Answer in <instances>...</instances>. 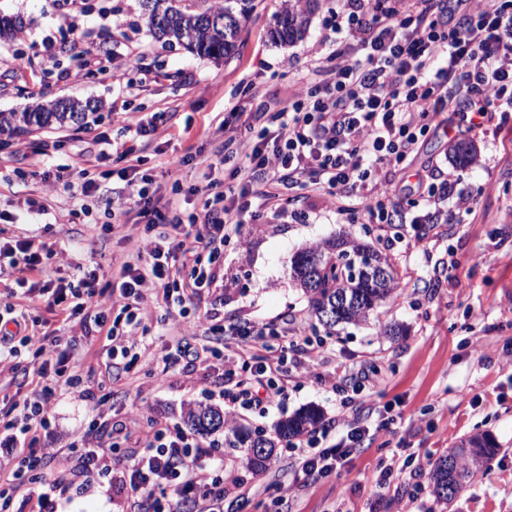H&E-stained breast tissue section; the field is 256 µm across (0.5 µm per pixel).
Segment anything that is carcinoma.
Masks as SVG:
<instances>
[{"instance_id": "cac0c4a2", "label": "carcinoma", "mask_w": 512, "mask_h": 512, "mask_svg": "<svg viewBox=\"0 0 512 512\" xmlns=\"http://www.w3.org/2000/svg\"><path fill=\"white\" fill-rule=\"evenodd\" d=\"M153 37L168 44L177 43L190 53L213 61L227 60L238 51L241 33L256 10V0H141ZM318 0H282L269 37L285 46L301 42L307 35L309 20ZM23 31L22 23L0 13V41L15 39ZM101 108L74 97H62L38 103L22 112H0V145L22 134L58 126H80ZM452 162L465 167L476 159L472 144L460 142L450 149ZM358 257L385 269L377 278L365 273L353 275L346 258ZM292 278L307 295L311 313L328 330L344 324H358L383 302L398 292L396 272L388 258L366 244L348 238L327 239L297 251L291 261ZM348 297L335 317L326 319L325 310L340 296ZM315 409L298 412L282 420L274 434L265 437L266 447L280 444L311 432L320 422ZM187 424L201 435L224 430V412L212 406L188 409ZM498 448L484 435H475L445 457L439 458L429 474L432 495L449 503L471 481Z\"/></svg>"}]
</instances>
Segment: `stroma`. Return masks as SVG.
<instances>
[{"label": "stroma", "instance_id": "obj_1", "mask_svg": "<svg viewBox=\"0 0 512 512\" xmlns=\"http://www.w3.org/2000/svg\"><path fill=\"white\" fill-rule=\"evenodd\" d=\"M259 7L228 61L192 55L157 41L138 0H0V12L21 16L24 32L0 42V112L22 110L38 100L74 97L100 102L97 121L83 127L44 129L0 148V244L38 236L50 248L80 244L75 263L109 271L130 246L110 232L108 198L129 195L121 177L117 145L134 148L140 171L152 176L159 193L177 200L181 220L200 214L202 199L193 187L206 162L215 157L213 132L231 109L259 112L292 99L308 69L327 62L322 38L337 22L336 0H319L304 41L274 44L268 30L281 0H258ZM140 56V69L117 67L116 56ZM447 112L435 122L407 163V174L430 170L451 175L454 186L439 200L441 213L458 212L459 199L473 202L458 220L427 224L422 242L411 225L401 238L387 240L379 225L362 213L346 216L305 189L287 190V203L270 204L257 221L225 241L213 267L214 284L193 297L189 312L204 318L193 345L221 330L279 322V333L264 339L274 350L285 337L302 334L324 342L327 354L312 364L310 377L288 372V396L266 414L241 417L242 431L272 432L281 419L314 406L323 413L329 439L349 427L364 429L344 469L325 479L295 480L288 448H277L267 468H247L249 450L228 448L226 433L203 437L207 456L224 458V473L238 478L224 497V512H512V112L495 114L482 128L469 125L468 110ZM153 122L155 135L137 138L130 122ZM475 144L478 157L466 168L448 157L450 144ZM192 153L180 183L165 171L170 159ZM70 165L79 181L94 183V196L47 193L46 181ZM46 205L48 215L31 223L28 211ZM366 243L394 263L402 293L381 304L363 323L326 330L309 314L306 295L289 276L294 253L339 235ZM45 331L72 348L89 370L91 388L112 396V422L125 423L137 404L149 417L118 432V447H133L153 429L183 425L189 406L223 407V368L210 361L177 365L163 372L164 355H176L169 334L171 317L154 309L142 355L144 367L115 376L102 373L104 339L85 335L78 321L30 300ZM403 325L406 335L385 336L386 325ZM375 369L352 408L341 409L334 392L350 369ZM53 434L40 441L43 467L37 492L19 488L14 512H131L130 489L113 488L107 478L88 483L83 461L69 444L88 428V407L77 397H61L49 414ZM490 435L499 451L487 469L456 495L439 503L429 488L434 463L476 434ZM297 482L293 496L278 500L277 488Z\"/></svg>", "mask_w": 512, "mask_h": 512}]
</instances>
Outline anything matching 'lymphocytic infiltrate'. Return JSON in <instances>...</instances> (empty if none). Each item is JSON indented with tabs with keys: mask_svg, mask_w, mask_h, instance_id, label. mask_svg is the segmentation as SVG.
<instances>
[{
	"mask_svg": "<svg viewBox=\"0 0 512 512\" xmlns=\"http://www.w3.org/2000/svg\"><path fill=\"white\" fill-rule=\"evenodd\" d=\"M339 2L352 47L328 38L329 67L313 68L311 84L302 85L288 103L254 113L239 127L223 121L216 126L224 137L220 157L231 184L224 190L214 180L202 186L200 223L168 221L176 201L162 198L150 177L139 176L138 160H130L123 170L132 188L125 204L140 220L113 223L132 252L110 279L100 281L91 269L69 287H51L43 280L47 259L64 263L72 253L52 254L27 236L0 246V263L24 267L19 287L39 279V292L59 313L93 315L106 329L109 363L129 370L141 359L151 301L176 314L180 336L194 335L198 322L188 316L179 273L190 269L194 290L210 287L215 273L203 256H216L244 215L259 216L279 198L281 187L297 186L306 176L310 189L323 193L339 213L360 209L368 223L401 227L408 219L391 202L397 192L392 174L402 170L434 118L460 111L473 95L481 104L471 112L472 127H483L495 113L512 112V0H409L400 12L384 11L377 0ZM270 333L264 324L236 343L241 367L225 372L235 384L227 394V428L235 427L241 411H268L287 395V384L273 381L271 372L287 363L294 342L263 358L246 348L249 340ZM30 347L43 361L34 388L12 403V417L0 429V442L14 449L16 458L0 481V512H11L15 489L42 466L36 445L50 430L48 413L57 397L89 394L88 376L69 353L58 350L55 338L37 333L25 312L0 313V369L15 370ZM90 417L88 431L72 449L84 462L85 478L93 480L103 472L105 454L115 451L109 395L93 402ZM360 436L352 429L344 440L303 451L295 462L298 473L317 478L341 470L349 443ZM198 446L185 430L164 428L132 454L121 479L139 495L141 512H224V467L206 463Z\"/></svg>",
	"mask_w": 512,
	"mask_h": 512,
	"instance_id": "lymphocytic-infiltrate-1",
	"label": "lymphocytic infiltrate"
}]
</instances>
